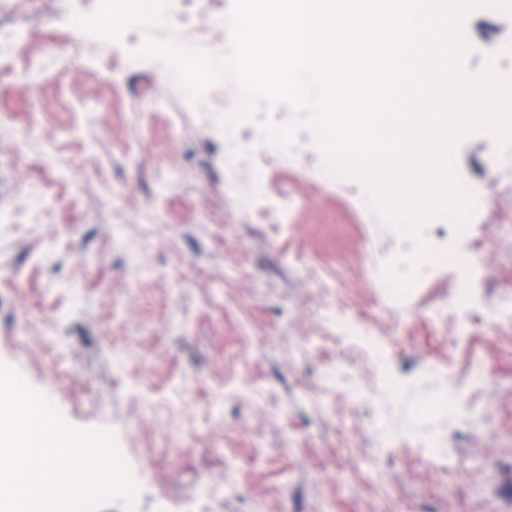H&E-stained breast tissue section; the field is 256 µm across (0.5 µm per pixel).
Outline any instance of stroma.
<instances>
[{
	"instance_id": "obj_1",
	"label": "stroma",
	"mask_w": 512,
	"mask_h": 512,
	"mask_svg": "<svg viewBox=\"0 0 512 512\" xmlns=\"http://www.w3.org/2000/svg\"><path fill=\"white\" fill-rule=\"evenodd\" d=\"M96 2L0 0V361L73 426L113 431L138 512H512V148L463 141L456 170L486 202L459 236L422 232L482 266L473 301L445 259L391 297L375 270L411 246L360 182L321 180L311 132L267 146L289 112L260 106L230 173L233 84L191 104L131 60L141 30L74 29ZM231 5L173 0L164 34L224 53ZM467 30L468 70L492 52L512 76V15Z\"/></svg>"
}]
</instances>
